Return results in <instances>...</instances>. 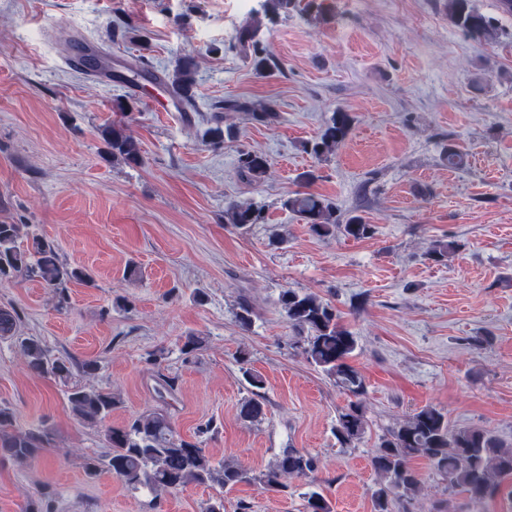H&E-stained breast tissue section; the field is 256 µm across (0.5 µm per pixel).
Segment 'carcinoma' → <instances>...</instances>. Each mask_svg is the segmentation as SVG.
I'll list each match as a JSON object with an SVG mask.
<instances>
[{"instance_id":"cac0c4a2","label":"carcinoma","mask_w":512,"mask_h":512,"mask_svg":"<svg viewBox=\"0 0 512 512\" xmlns=\"http://www.w3.org/2000/svg\"><path fill=\"white\" fill-rule=\"evenodd\" d=\"M295 7V0H263L259 10L238 31L236 48L252 60L254 70L263 75L281 69L280 61L271 55L258 38L262 27L282 13ZM448 20L465 36L489 41L496 38L493 19L478 12L471 0H447ZM166 91L181 101L194 105L196 67L189 57L177 61L173 70L165 73ZM214 126L207 129L205 141L214 148L224 143L222 127L226 115L243 113L249 120L274 124L279 120L275 106L255 104L247 100L228 99L217 106ZM351 117L336 112L310 144V154L322 160L333 154L348 136ZM106 154L114 161L139 164L141 151L138 141L127 130L114 123L102 128ZM241 177L251 182L261 181L268 171L266 156L257 151H243L237 159ZM283 207L298 215L310 231L330 236L336 231L354 239L372 236L373 225L360 216L344 220L336 214L333 202L311 192H296L283 202ZM264 220L261 209L248 203L232 201L224 207V223L237 228L249 227ZM27 225L0 223V281L38 277L54 289L58 307L67 300L68 284L85 281L87 275L78 267L61 262L55 247L41 239H32L31 247L23 249L19 240L26 234ZM277 305L281 316L297 334L296 344L307 361L334 380L336 386L357 401L349 404L338 416L336 437L344 444L359 440L365 433L366 420L361 397L366 393L364 377L349 363L357 348V338L344 327L336 308L314 293L283 290ZM254 310L250 302H239L236 320L247 330L252 326ZM19 317L13 310L0 309V337L17 340L27 365L33 372L61 380L71 376L67 363L50 355L41 339L18 335ZM73 415L80 421L97 423L112 413L120 400L112 393L74 385L66 393ZM263 414L262 403L249 398L240 406V416L255 420ZM53 430L47 426L21 431L15 428L14 412L0 406V450L20 463L36 457L52 440ZM105 440L110 448L104 459L88 457L85 473L97 476L107 468L128 488H147L156 496L178 490L190 483L218 484L232 488L239 483L257 482L267 490L284 491L292 478H312L318 472L317 457L295 448H287L264 473L250 477L236 464L216 461L195 442L187 441L173 428L163 414L143 413L118 428H108ZM423 458L448 488H460L475 502L494 497L503 478L512 476V443L483 430L457 427L448 416L434 406H425L408 418L396 423L382 440L372 457V466L381 478L372 494L374 512H409V506L421 490V482L413 461ZM305 512H331L324 495L310 490L305 496Z\"/></svg>"}]
</instances>
